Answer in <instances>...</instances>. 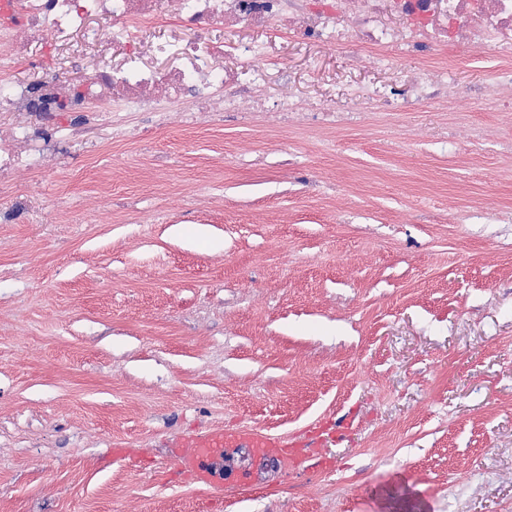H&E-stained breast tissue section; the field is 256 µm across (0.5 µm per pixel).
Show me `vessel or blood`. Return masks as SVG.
Returning a JSON list of instances; mask_svg holds the SVG:
<instances>
[{"mask_svg":"<svg viewBox=\"0 0 512 512\" xmlns=\"http://www.w3.org/2000/svg\"><path fill=\"white\" fill-rule=\"evenodd\" d=\"M321 428L305 435L282 436L255 427L210 429L174 439L170 458L193 484L214 491L248 490L271 465L282 468L331 469L322 450Z\"/></svg>","mask_w":512,"mask_h":512,"instance_id":"obj_1","label":"vessel or blood"}]
</instances>
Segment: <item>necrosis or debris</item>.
<instances>
[{
	"instance_id": "necrosis-or-debris-1",
	"label": "necrosis or debris",
	"mask_w": 512,
	"mask_h": 512,
	"mask_svg": "<svg viewBox=\"0 0 512 512\" xmlns=\"http://www.w3.org/2000/svg\"><path fill=\"white\" fill-rule=\"evenodd\" d=\"M310 0H9L0 10V33L7 43L0 52V70L26 58L31 37L60 38L73 32L100 50L128 45L122 64L85 66L86 79L74 86L49 74L38 97L24 84H0V222L11 223L26 206L19 173L41 174L56 157L60 142L89 138L124 139L112 121L113 108L154 114L160 126L177 122L194 126L224 113H260L267 77L268 47L263 42L214 43L204 37L209 27L231 25L287 30L289 35L339 48L359 44L372 51L373 68L391 67L404 51L430 52L454 43L494 52L499 60L492 84L512 85V0H329L313 8ZM390 12L404 21L395 29L381 19ZM176 18L180 35L156 44L158 54L173 57L168 70L146 66L137 49L138 35L148 25ZM232 56L237 65L214 70L210 55ZM471 90L448 84V70L434 66L401 90L361 87L353 99L359 109L375 100L404 109L451 97L464 103ZM88 110L80 125L64 121L67 112Z\"/></svg>"
}]
</instances>
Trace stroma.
I'll return each mask as SVG.
<instances>
[{"label": "stroma", "instance_id": "1", "mask_svg": "<svg viewBox=\"0 0 512 512\" xmlns=\"http://www.w3.org/2000/svg\"><path fill=\"white\" fill-rule=\"evenodd\" d=\"M212 34L267 43L259 123L121 112L126 141L20 177L36 190L0 223V512H395L378 492L403 483L415 512H512V87L463 109L351 96L431 66L482 87L496 59L448 45L384 70ZM95 54L36 41L0 81L76 84ZM285 90L335 124L283 116ZM336 414L332 470L270 468L246 494L173 474L177 434L290 436ZM115 441L142 456L106 461Z\"/></svg>", "mask_w": 512, "mask_h": 512}]
</instances>
